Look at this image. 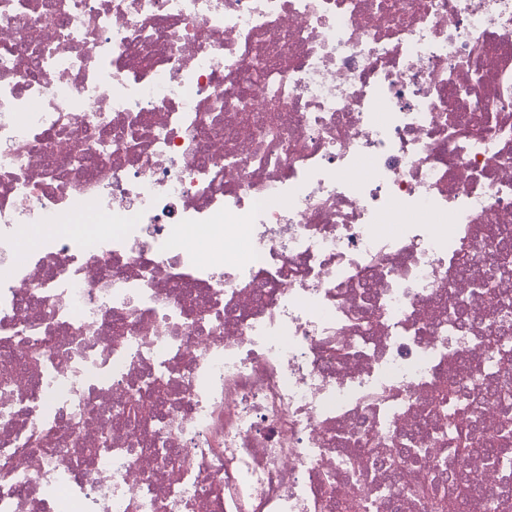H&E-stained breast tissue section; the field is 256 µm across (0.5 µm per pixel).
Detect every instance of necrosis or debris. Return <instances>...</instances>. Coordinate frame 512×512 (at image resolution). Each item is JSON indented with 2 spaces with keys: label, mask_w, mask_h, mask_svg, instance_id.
I'll return each instance as SVG.
<instances>
[{
  "label": "necrosis or debris",
  "mask_w": 512,
  "mask_h": 512,
  "mask_svg": "<svg viewBox=\"0 0 512 512\" xmlns=\"http://www.w3.org/2000/svg\"><path fill=\"white\" fill-rule=\"evenodd\" d=\"M511 242L512 0H0V512L512 503ZM457 395L451 389L448 390V407H446L445 418L448 423L446 435L440 437L445 444H448L447 452L455 461L466 460L475 448H472V434L461 430L455 423V402Z\"/></svg>",
  "instance_id": "1"
}]
</instances>
